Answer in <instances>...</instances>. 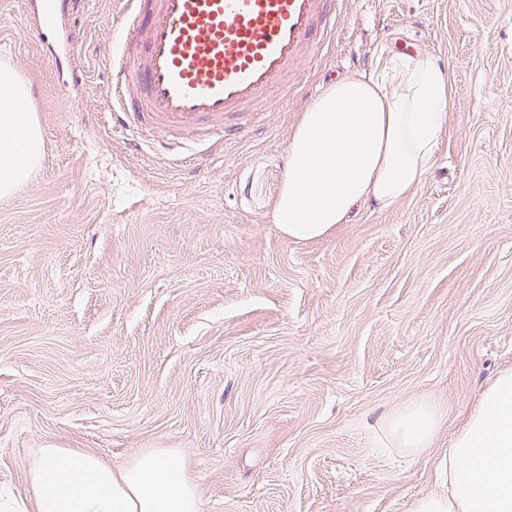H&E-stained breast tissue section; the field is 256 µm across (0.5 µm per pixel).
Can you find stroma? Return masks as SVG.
Returning a JSON list of instances; mask_svg holds the SVG:
<instances>
[{
    "instance_id": "35a3bbf8",
    "label": "stroma",
    "mask_w": 512,
    "mask_h": 512,
    "mask_svg": "<svg viewBox=\"0 0 512 512\" xmlns=\"http://www.w3.org/2000/svg\"><path fill=\"white\" fill-rule=\"evenodd\" d=\"M0 14L45 143L0 199V487L23 491L38 448H164L203 512H413L443 490L450 438L512 371V0H341L288 103L175 168L107 123L93 49L112 0ZM408 46L451 79L425 179L328 238L284 237L272 210L301 113ZM417 403L436 435L396 447L385 425Z\"/></svg>"
}]
</instances>
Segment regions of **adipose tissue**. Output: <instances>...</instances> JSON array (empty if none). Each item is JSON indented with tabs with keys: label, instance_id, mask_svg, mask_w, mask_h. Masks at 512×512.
<instances>
[{
	"label": "adipose tissue",
	"instance_id": "adipose-tissue-1",
	"mask_svg": "<svg viewBox=\"0 0 512 512\" xmlns=\"http://www.w3.org/2000/svg\"><path fill=\"white\" fill-rule=\"evenodd\" d=\"M30 90L0 62V198L38 171L43 132L34 113L17 111ZM450 77L430 56L398 54L376 75L336 80L302 113L288 145L273 222L295 241H317L354 209H388L423 181L446 130ZM435 413L415 405L394 415L398 447L423 448ZM447 491L421 497L414 512H512V372L498 375L448 447ZM0 512H203L182 461L147 448L119 466L95 451L38 449L25 493L0 491Z\"/></svg>",
	"mask_w": 512,
	"mask_h": 512
}]
</instances>
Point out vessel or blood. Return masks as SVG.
<instances>
[{
	"label": "vessel or blood",
	"mask_w": 512,
	"mask_h": 512,
	"mask_svg": "<svg viewBox=\"0 0 512 512\" xmlns=\"http://www.w3.org/2000/svg\"><path fill=\"white\" fill-rule=\"evenodd\" d=\"M336 0H118L103 61L113 129L170 164L211 153L287 99L336 28Z\"/></svg>",
	"instance_id": "b4317fda"
}]
</instances>
